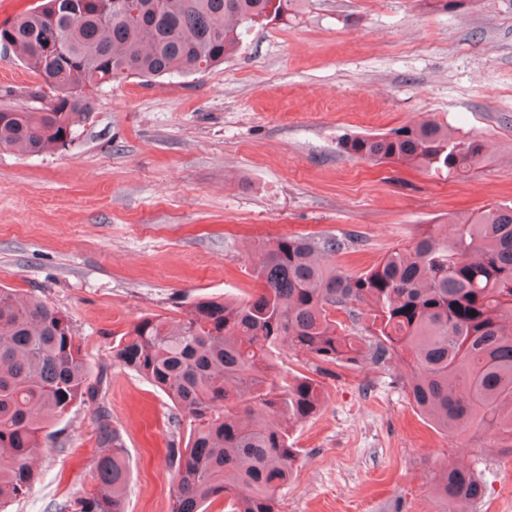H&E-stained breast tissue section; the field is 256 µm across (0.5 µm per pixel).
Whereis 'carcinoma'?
I'll return each instance as SVG.
<instances>
[{"mask_svg": "<svg viewBox=\"0 0 512 512\" xmlns=\"http://www.w3.org/2000/svg\"><path fill=\"white\" fill-rule=\"evenodd\" d=\"M36 7L0 27L24 65L47 84L40 108H0V150L64 149L94 108L92 93L129 77L203 71L254 28L279 21L299 0H75L65 14ZM340 149L373 163L463 175L488 158L476 135H453L434 119L386 133L354 134ZM423 232L359 274L319 263L349 240L282 236L260 240L251 275L257 291L241 301L202 297L178 318L149 314L112 341V361L163 392L187 425L172 444L170 512H277L298 449L288 431L322 405L321 383L281 370L288 342L314 368L353 369L368 360L406 363L405 387L421 415L460 435L471 428L512 447V207L490 206ZM344 314L350 324L336 318ZM92 369L67 315L46 301L0 288V512L37 480L31 459L43 432L94 397ZM97 489L61 512H126L131 472L120 433L94 410ZM485 487L451 468L436 481L448 512H465Z\"/></svg>", "mask_w": 512, "mask_h": 512, "instance_id": "carcinoma-1", "label": "carcinoma"}]
</instances>
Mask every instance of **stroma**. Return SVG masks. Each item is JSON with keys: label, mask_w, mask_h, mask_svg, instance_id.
<instances>
[{"label": "stroma", "mask_w": 512, "mask_h": 512, "mask_svg": "<svg viewBox=\"0 0 512 512\" xmlns=\"http://www.w3.org/2000/svg\"><path fill=\"white\" fill-rule=\"evenodd\" d=\"M41 77L0 47V105L36 107ZM66 149L0 151V285L68 315L96 404L129 456L128 512H169L167 448L182 438L165 395L112 362L141 317L200 296L254 292L257 236H353L326 263L355 274L426 229L512 206V0L455 12L416 0H299L212 69L131 77L94 93ZM431 118L480 136L488 162L463 179L375 165L339 140ZM399 364L322 375L323 403L293 428L296 470L279 512H444L432 490L459 465L485 485L468 512H512V450L421 417ZM94 406L51 427L37 481L10 512H54L95 488Z\"/></svg>", "instance_id": "35a3bbf8"}]
</instances>
